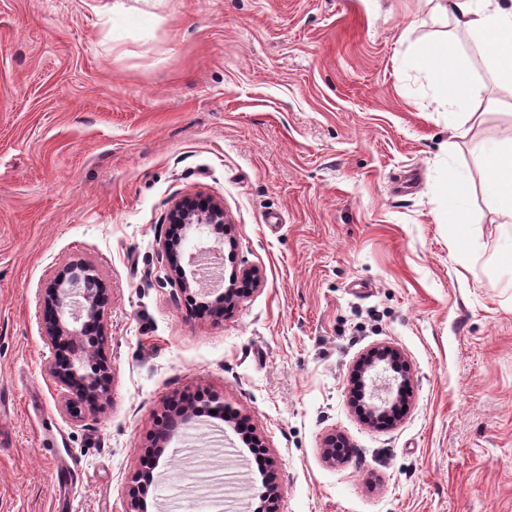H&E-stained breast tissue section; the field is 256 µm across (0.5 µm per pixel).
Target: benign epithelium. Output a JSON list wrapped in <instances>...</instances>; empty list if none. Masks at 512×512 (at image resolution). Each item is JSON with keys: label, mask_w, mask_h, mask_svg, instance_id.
<instances>
[{"label": "benign epithelium", "mask_w": 512, "mask_h": 512, "mask_svg": "<svg viewBox=\"0 0 512 512\" xmlns=\"http://www.w3.org/2000/svg\"><path fill=\"white\" fill-rule=\"evenodd\" d=\"M168 220L180 224L185 235L197 233L210 224H224V207L209 198L199 195L186 196L170 209ZM182 240H166L161 244L168 261L167 279L187 293L191 284H200L197 265L198 256H189L187 265L181 264ZM110 297L101 287L95 269L86 263H74L62 269L43 290L45 336L54 349L50 373L56 383L64 389L66 410L76 413L82 409L89 412L99 410L100 402L107 397L112 383V368L103 354V324L105 308ZM350 380L358 382L360 388L371 382L373 393L370 401L361 409L362 417L369 423L384 418L388 412L390 398L381 397L380 392L395 394L399 398L408 389L410 367L401 353L392 347H382L372 354L360 358L353 366ZM216 411V415L230 422L233 416L227 411L224 401L217 397H204L201 404L183 407L172 405L158 421L153 445L147 450L151 460L146 466L152 470L158 464L164 448L202 412ZM265 493L277 512L280 482L276 469L266 477ZM146 481L138 473L129 489V504L126 512H146L144 495Z\"/></svg>", "instance_id": "obj_1"}]
</instances>
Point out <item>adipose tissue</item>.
<instances>
[{"label": "adipose tissue", "mask_w": 512, "mask_h": 512, "mask_svg": "<svg viewBox=\"0 0 512 512\" xmlns=\"http://www.w3.org/2000/svg\"><path fill=\"white\" fill-rule=\"evenodd\" d=\"M441 9L455 21V42L425 52L420 62L449 105L465 106L479 96L460 63L463 40L474 35L479 36L485 54L495 61L500 80L512 86V0H442ZM482 190L504 223L511 224L512 152L486 153Z\"/></svg>", "instance_id": "obj_1"}]
</instances>
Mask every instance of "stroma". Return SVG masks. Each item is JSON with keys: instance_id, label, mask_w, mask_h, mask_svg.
Returning a JSON list of instances; mask_svg holds the SVG:
<instances>
[{"instance_id": "obj_1", "label": "stroma", "mask_w": 512, "mask_h": 512, "mask_svg": "<svg viewBox=\"0 0 512 512\" xmlns=\"http://www.w3.org/2000/svg\"><path fill=\"white\" fill-rule=\"evenodd\" d=\"M436 0H0V512H126L172 400L223 398L278 469V512H512V224L480 147L512 108L449 110L417 59L451 41ZM463 63L501 98L478 38ZM468 180L467 233L443 186ZM224 206L227 314L160 284L168 213ZM93 265L112 391L70 415L49 373L42 288ZM397 348L404 413L368 424L349 374ZM344 440L343 460L322 448ZM218 419L154 470L148 512H254V459Z\"/></svg>"}]
</instances>
